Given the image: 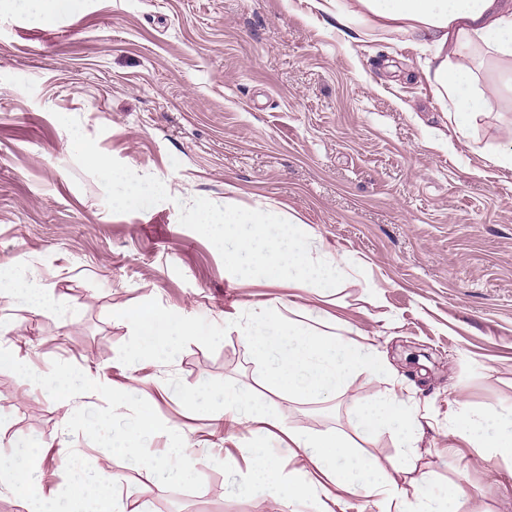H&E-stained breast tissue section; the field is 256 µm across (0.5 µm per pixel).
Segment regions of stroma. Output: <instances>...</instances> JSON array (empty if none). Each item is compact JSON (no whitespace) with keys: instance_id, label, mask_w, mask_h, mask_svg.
<instances>
[{"instance_id":"1","label":"stroma","mask_w":512,"mask_h":512,"mask_svg":"<svg viewBox=\"0 0 512 512\" xmlns=\"http://www.w3.org/2000/svg\"><path fill=\"white\" fill-rule=\"evenodd\" d=\"M426 56L402 33L341 35L313 0H76L45 19L28 0H0V264L37 275L79 317L35 313L0 298L18 325L33 374L86 360L127 383L131 406L151 403L195 444L197 477L180 482L143 466L174 437L112 446L108 393L84 399L71 427L18 373L0 371V455L47 449L44 489L67 493L75 470L127 506L152 512H287L239 491L218 454L246 427L212 434L224 389L265 396L291 425L341 429L390 463V434L366 439L361 405L394 386L429 425L422 469L460 483L461 512H512V461L448 455L460 410L512 411V171L488 149L503 142L512 103L460 137L436 97ZM79 118L99 149L170 195L146 210L111 212L101 184L73 158L58 115ZM203 197L295 215L355 267L335 294L244 285L217 249L179 222V202ZM220 325L225 315L309 307L329 326L360 329L389 363L354 375L337 397L294 400L261 379L244 332L216 351L190 343L173 363L130 370L131 336L116 311L148 300ZM137 380L128 381L129 372ZM197 390L205 406L187 400Z\"/></svg>"}]
</instances>
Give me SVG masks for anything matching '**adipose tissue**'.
<instances>
[{
    "instance_id": "obj_1",
    "label": "adipose tissue",
    "mask_w": 512,
    "mask_h": 512,
    "mask_svg": "<svg viewBox=\"0 0 512 512\" xmlns=\"http://www.w3.org/2000/svg\"><path fill=\"white\" fill-rule=\"evenodd\" d=\"M315 7L335 16L343 28L404 33L430 51L434 60L430 79L437 96L447 99L448 114L460 136H470L483 122L491 98L512 100V0H355L348 7L339 0H317ZM11 296L23 299L33 310L57 312L63 325L76 322V314L64 308L52 288L1 265L0 297ZM12 331V326L0 323V370L31 376L26 357L7 339ZM31 378L43 397L62 410L66 428L80 400L102 388L98 369L90 366L77 386L66 368ZM127 394L123 387L110 393L113 420L133 421L129 436L118 438L119 448L128 449L136 436L151 438L174 431V424L160 421L153 405L130 411ZM211 419L214 429L229 423L247 426L252 434L239 457L223 459L226 466L238 469L241 493L261 491L278 503L314 501L318 512H346L349 496L357 494L370 498L378 512H459L461 486L437 488L429 474L419 470L422 417L397 389L380 393L359 414L363 436L385 429L392 432L401 456L387 466L365 456L345 433L289 426L268 410L264 400L231 387L224 390L223 411ZM448 434L449 454L482 457L490 452L512 460V414L493 409L461 412L451 420ZM273 438L299 460L298 469L283 472L270 450ZM41 457L36 448L16 457H0V489L13 495L25 512H127L121 487L104 490L86 477L75 480L66 502L56 503L53 494L45 493L33 478Z\"/></svg>"
}]
</instances>
